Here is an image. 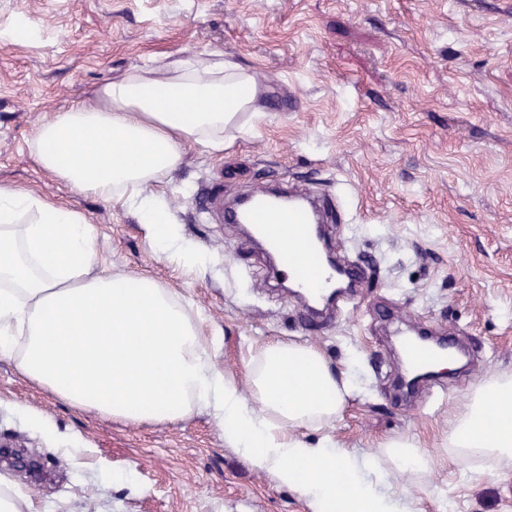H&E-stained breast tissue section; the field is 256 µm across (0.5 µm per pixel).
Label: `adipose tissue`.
Listing matches in <instances>:
<instances>
[{
	"mask_svg": "<svg viewBox=\"0 0 512 512\" xmlns=\"http://www.w3.org/2000/svg\"><path fill=\"white\" fill-rule=\"evenodd\" d=\"M258 95L233 62L157 61L112 78L95 106L53 113L31 148L74 189L124 200L160 256L186 269L202 256L182 242L149 186L177 170L186 146L224 148ZM0 359L79 410L133 423H176L205 410L224 440L304 498L312 512H414L384 491L393 473L419 475L427 458L409 438L380 451L343 450L328 426L353 391L315 347L271 341L250 359L251 391L217 370L200 317L153 278L100 268L84 217L32 192L0 186ZM319 431L310 440L306 431ZM462 473L512 471V374L483 380L448 424Z\"/></svg>",
	"mask_w": 512,
	"mask_h": 512,
	"instance_id": "obj_1",
	"label": "adipose tissue"
}]
</instances>
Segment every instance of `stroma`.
<instances>
[{"instance_id":"obj_1","label":"stroma","mask_w":512,"mask_h":512,"mask_svg":"<svg viewBox=\"0 0 512 512\" xmlns=\"http://www.w3.org/2000/svg\"><path fill=\"white\" fill-rule=\"evenodd\" d=\"M221 54L251 70L262 120L189 147L154 185L204 263L159 256L122 200L76 192L40 167V122L125 71ZM273 184L343 198L328 245L363 268L354 296L305 319L292 291L240 225L198 208ZM0 184L78 210L104 265L147 275L201 317L215 367L249 392L250 352L269 341L317 348L354 391L330 432L378 453L394 436L426 453L420 477L386 490L419 512H512V475L462 477L442 444L464 397L512 374V0H0ZM428 327L470 342L469 376L401 397L396 337ZM39 461L0 474L33 512H310L224 441L198 412L138 424L75 410L0 360V447Z\"/></svg>"}]
</instances>
